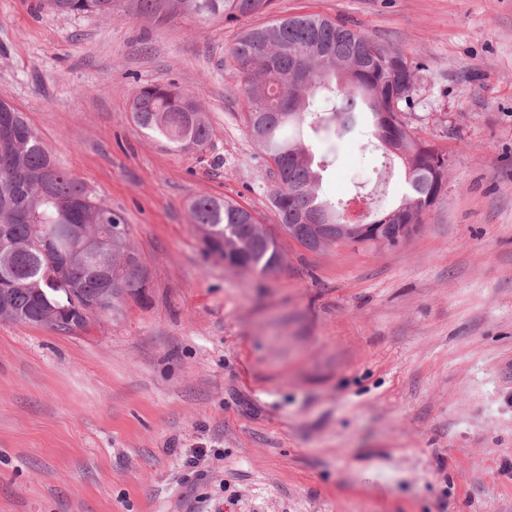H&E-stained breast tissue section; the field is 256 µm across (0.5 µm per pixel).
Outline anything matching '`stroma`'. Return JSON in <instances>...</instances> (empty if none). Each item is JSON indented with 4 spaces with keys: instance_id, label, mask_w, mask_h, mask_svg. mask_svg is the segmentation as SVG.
<instances>
[{
    "instance_id": "1",
    "label": "stroma",
    "mask_w": 512,
    "mask_h": 512,
    "mask_svg": "<svg viewBox=\"0 0 512 512\" xmlns=\"http://www.w3.org/2000/svg\"><path fill=\"white\" fill-rule=\"evenodd\" d=\"M305 14L414 70L402 119L448 171L399 246L277 228L229 50ZM151 84L198 97L203 147L137 126ZM0 100L122 216L148 278L69 334L0 320V512H512V0H274L232 22L0 0ZM331 147L322 198L399 204L396 155ZM204 195L277 229L276 274L205 252Z\"/></svg>"
}]
</instances>
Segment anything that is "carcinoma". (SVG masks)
Listing matches in <instances>:
<instances>
[{
    "label": "carcinoma",
    "instance_id": "carcinoma-1",
    "mask_svg": "<svg viewBox=\"0 0 512 512\" xmlns=\"http://www.w3.org/2000/svg\"><path fill=\"white\" fill-rule=\"evenodd\" d=\"M59 14L112 16L113 0H45ZM142 12L161 17L219 16L230 21L266 14L274 0H138ZM230 56L246 79L247 134L274 166L270 196L279 226L309 249L316 232L321 247L338 242H402L411 215L431 206L442 186L448 160L417 140L400 117L410 104L414 72L406 56L377 46L361 31L317 14L274 20L244 31ZM323 88L339 94L338 104L319 127L349 135L363 129L380 143L388 125L399 137L396 155L407 172L404 199L383 217L363 224L341 223L342 213L320 197V172L305 145L302 126L309 100ZM137 125L183 147L202 146L210 127L196 96L173 85H148L133 101ZM13 138L0 139V289L21 324L71 333L86 325L85 305L112 300L110 288L137 296L147 278L126 274L135 256L121 228L122 217L92 199L84 186L60 170L21 112ZM191 222L207 251L231 267L261 275L282 262L275 235L248 209L223 198L202 196L190 208ZM83 224L112 239L105 252L85 250L72 229Z\"/></svg>",
    "mask_w": 512,
    "mask_h": 512
}]
</instances>
